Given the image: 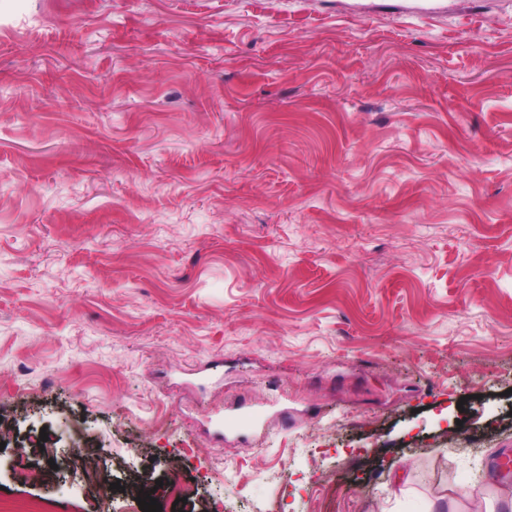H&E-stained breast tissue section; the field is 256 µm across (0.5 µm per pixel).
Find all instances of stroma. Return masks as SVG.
I'll use <instances>...</instances> for the list:
<instances>
[{"label": "stroma", "mask_w": 512, "mask_h": 512, "mask_svg": "<svg viewBox=\"0 0 512 512\" xmlns=\"http://www.w3.org/2000/svg\"><path fill=\"white\" fill-rule=\"evenodd\" d=\"M511 415L512 0H0V512L500 510Z\"/></svg>", "instance_id": "stroma-1"}]
</instances>
